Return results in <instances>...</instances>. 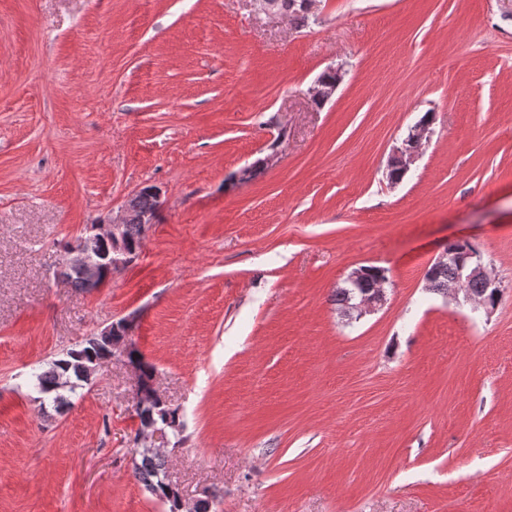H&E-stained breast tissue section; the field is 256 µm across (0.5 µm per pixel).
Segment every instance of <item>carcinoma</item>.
Here are the masks:
<instances>
[{
  "label": "carcinoma",
  "instance_id": "cac0c4a2",
  "mask_svg": "<svg viewBox=\"0 0 512 512\" xmlns=\"http://www.w3.org/2000/svg\"><path fill=\"white\" fill-rule=\"evenodd\" d=\"M270 2L274 12L287 15L292 23L300 27L308 24V19L294 6L295 0H270ZM131 204L132 215L129 224L125 227V236L129 245L134 247L139 245L141 235V227L137 223L138 214L155 209L159 204V199L151 192L142 191L137 193ZM65 276L75 288L85 290L93 288V285L87 282L80 263L68 266ZM355 297L356 293L352 288L336 289V310L346 311L355 302ZM112 340L111 336L93 335L76 347L68 349L52 361L48 370L35 375L34 387L51 399L55 408L59 409L67 405L69 399L65 393L74 395L77 390L90 384L94 361L107 359L112 355ZM136 413L141 428L144 429L149 425L168 428L177 437V442L184 441L183 425L180 422L177 409L167 406L145 407L136 409ZM135 474L153 495L169 505V512L179 509L177 502L169 500L170 483L166 478L164 461L159 452L151 448L143 449L140 463L135 466Z\"/></svg>",
  "mask_w": 512,
  "mask_h": 512
}]
</instances>
